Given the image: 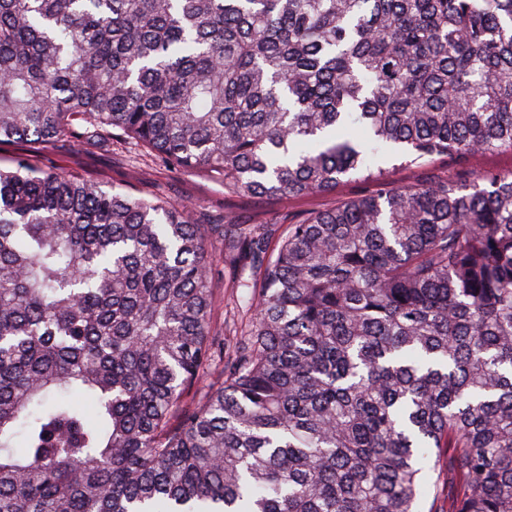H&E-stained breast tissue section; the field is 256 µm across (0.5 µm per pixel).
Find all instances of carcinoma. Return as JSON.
<instances>
[{
    "label": "carcinoma",
    "instance_id": "cac0c4a2",
    "mask_svg": "<svg viewBox=\"0 0 512 512\" xmlns=\"http://www.w3.org/2000/svg\"><path fill=\"white\" fill-rule=\"evenodd\" d=\"M113 130L246 199L512 150V0H0V512H421L435 448L512 512V171L205 233L34 163ZM213 269L216 271H224V284L221 282L215 291V311H214V329L221 334V336L240 335L241 330H244V324L237 316L238 306L237 298L241 295V288H230L231 277L229 276L228 268L224 270V259L218 251L212 257ZM235 312V317L233 313ZM234 319V321H233ZM229 329L231 331L229 332ZM236 331V333H234Z\"/></svg>",
    "mask_w": 512,
    "mask_h": 512
}]
</instances>
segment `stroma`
I'll use <instances>...</instances> for the list:
<instances>
[{
	"instance_id": "35a3bbf8",
	"label": "stroma",
	"mask_w": 512,
	"mask_h": 512,
	"mask_svg": "<svg viewBox=\"0 0 512 512\" xmlns=\"http://www.w3.org/2000/svg\"><path fill=\"white\" fill-rule=\"evenodd\" d=\"M36 162L42 167L67 165L86 177L104 180L119 190L131 187L147 197L155 195L189 204L193 218L201 223L211 222L228 213L242 224H286L338 202L379 190L375 183L351 181L324 195L248 200L226 192L223 185L159 167L136 146L117 140L108 147L85 145L77 152L67 145L51 146L38 155ZM386 168L389 185L404 186L425 184L454 175L457 166L449 159L439 158L417 166L393 161L387 163Z\"/></svg>"
}]
</instances>
